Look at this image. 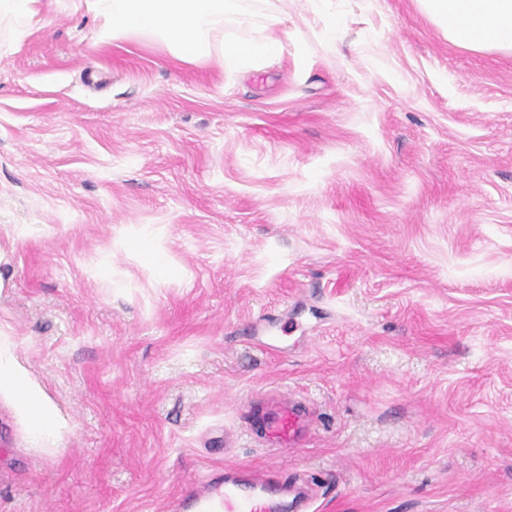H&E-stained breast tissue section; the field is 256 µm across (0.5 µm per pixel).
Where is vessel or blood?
I'll return each mask as SVG.
<instances>
[{"mask_svg": "<svg viewBox=\"0 0 512 512\" xmlns=\"http://www.w3.org/2000/svg\"><path fill=\"white\" fill-rule=\"evenodd\" d=\"M304 429V411L298 403L281 400L256 422L258 437L294 442ZM290 491L265 472L246 476L225 471L222 481L205 477L204 486L172 504L171 512H288Z\"/></svg>", "mask_w": 512, "mask_h": 512, "instance_id": "vessel-or-blood-1", "label": "vessel or blood"}]
</instances>
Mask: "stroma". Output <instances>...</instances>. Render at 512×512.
Returning <instances> with one entry per match:
<instances>
[{"mask_svg": "<svg viewBox=\"0 0 512 512\" xmlns=\"http://www.w3.org/2000/svg\"><path fill=\"white\" fill-rule=\"evenodd\" d=\"M241 6L199 62L87 0L0 27V347L64 423L0 389V512H166L227 467L313 512H512V51L417 0ZM271 395L293 451L250 430ZM279 42L269 37L259 42H230L224 47V65L252 66L274 59L277 55ZM257 436L278 442H294L304 429V411L298 403L280 400L256 420Z\"/></svg>", "mask_w": 512, "mask_h": 512, "instance_id": "obj_1", "label": "stroma"}]
</instances>
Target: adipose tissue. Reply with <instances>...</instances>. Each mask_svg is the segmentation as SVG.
Returning <instances> with one entry per match:
<instances>
[{"instance_id": "1", "label": "adipose tissue", "mask_w": 512, "mask_h": 512, "mask_svg": "<svg viewBox=\"0 0 512 512\" xmlns=\"http://www.w3.org/2000/svg\"><path fill=\"white\" fill-rule=\"evenodd\" d=\"M110 24L102 33L109 40L130 30H146L159 38L181 60H202L210 55V36L224 24L248 23L239 0H95ZM421 9L457 47L512 51V0H418ZM14 25L15 41H22L41 22L40 0H0V22ZM279 42H230L224 47L228 66H252L276 57ZM7 388L30 420L32 433L47 438L58 433L61 422L19 367L0 351V388Z\"/></svg>"}]
</instances>
